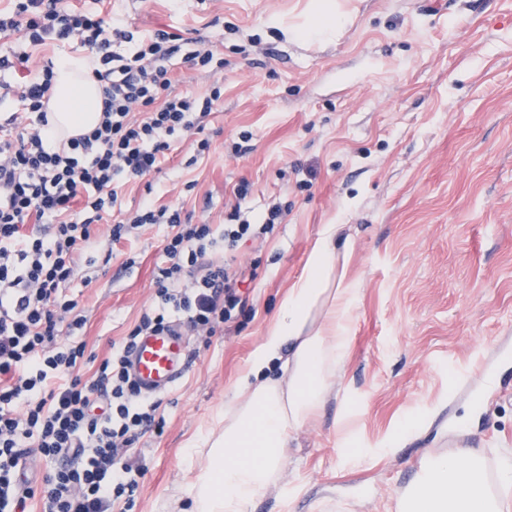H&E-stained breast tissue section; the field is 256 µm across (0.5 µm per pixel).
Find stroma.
Returning a JSON list of instances; mask_svg holds the SVG:
<instances>
[{
    "label": "stroma",
    "mask_w": 512,
    "mask_h": 512,
    "mask_svg": "<svg viewBox=\"0 0 512 512\" xmlns=\"http://www.w3.org/2000/svg\"><path fill=\"white\" fill-rule=\"evenodd\" d=\"M336 19L309 29L321 4ZM134 29L172 26L224 49V94L204 159L174 144L159 172L124 185L196 224L284 218L210 259L252 273L236 309L176 386L129 512L186 506L205 434L322 225L351 227L361 298L351 356L321 416L302 427L278 482L250 512H395L423 458L466 445L512 449V360L499 391L474 393V362L512 350V0H112ZM241 154H233L234 144ZM154 225L102 243L76 296L97 360L149 305L164 259ZM133 266H126L127 258Z\"/></svg>",
    "instance_id": "obj_1"
}]
</instances>
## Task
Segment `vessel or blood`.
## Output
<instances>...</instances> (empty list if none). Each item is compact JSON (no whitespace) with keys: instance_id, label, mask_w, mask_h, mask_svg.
<instances>
[{"instance_id":"obj_1","label":"vessel or blood","mask_w":512,"mask_h":512,"mask_svg":"<svg viewBox=\"0 0 512 512\" xmlns=\"http://www.w3.org/2000/svg\"><path fill=\"white\" fill-rule=\"evenodd\" d=\"M185 336L176 333L149 334L139 339L131 358V371L145 394L172 389L190 365Z\"/></svg>"}]
</instances>
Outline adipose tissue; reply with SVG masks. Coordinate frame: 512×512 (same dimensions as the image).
Listing matches in <instances>:
<instances>
[{
  "label": "adipose tissue",
  "instance_id": "adipose-tissue-1",
  "mask_svg": "<svg viewBox=\"0 0 512 512\" xmlns=\"http://www.w3.org/2000/svg\"><path fill=\"white\" fill-rule=\"evenodd\" d=\"M87 55L57 64L51 147L88 133L101 118L103 93ZM352 237L344 224L322 225L301 276L211 426L206 461L192 479L188 512H250L275 482L296 433L320 413L331 381L350 354V329L360 290L340 258ZM399 512H512V452L494 463L472 448L424 461Z\"/></svg>",
  "mask_w": 512,
  "mask_h": 512
}]
</instances>
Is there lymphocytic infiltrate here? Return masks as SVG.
Returning a JSON list of instances; mask_svg holds the SVG:
<instances>
[{"mask_svg":"<svg viewBox=\"0 0 512 512\" xmlns=\"http://www.w3.org/2000/svg\"><path fill=\"white\" fill-rule=\"evenodd\" d=\"M105 0H8L0 8V512H116L139 483L131 452L161 433L159 404L129 372L139 336L186 326L210 344L241 305L242 270L210 262L216 246L233 249L281 223L193 224L179 210L144 201L133 216L100 230L118 189L157 172L173 142L202 123L221 100L172 89L170 61L216 75V46L187 50V37L159 28L139 37ZM78 45L94 59L104 93L99 124L48 148L43 128L56 57L31 66L34 53ZM51 225L43 236L39 225ZM167 228L150 306L84 377L86 318L68 288L83 253L100 235L116 242L143 227Z\"/></svg>","mask_w":512,"mask_h":512,"instance_id":"1","label":"lymphocytic infiltrate"}]
</instances>
